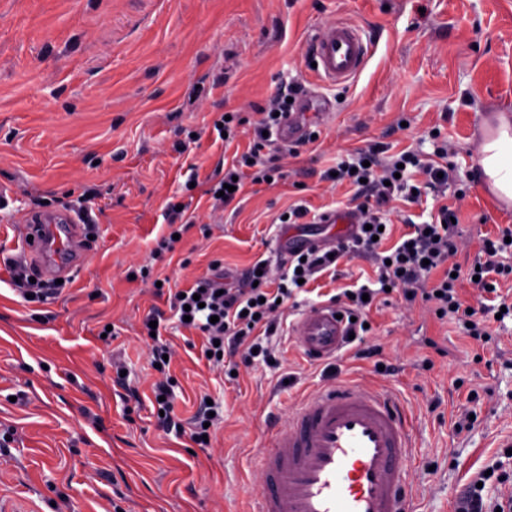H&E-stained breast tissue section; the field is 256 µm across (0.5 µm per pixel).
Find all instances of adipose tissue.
Listing matches in <instances>:
<instances>
[{"mask_svg": "<svg viewBox=\"0 0 512 512\" xmlns=\"http://www.w3.org/2000/svg\"><path fill=\"white\" fill-rule=\"evenodd\" d=\"M478 165L491 192L512 202V118L499 115L480 147Z\"/></svg>", "mask_w": 512, "mask_h": 512, "instance_id": "adipose-tissue-1", "label": "adipose tissue"}]
</instances>
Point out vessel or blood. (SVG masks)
Returning a JSON list of instances; mask_svg holds the SVG:
<instances>
[{
  "label": "vessel or blood",
  "mask_w": 512,
  "mask_h": 512,
  "mask_svg": "<svg viewBox=\"0 0 512 512\" xmlns=\"http://www.w3.org/2000/svg\"><path fill=\"white\" fill-rule=\"evenodd\" d=\"M307 45L317 75L332 86L359 74L369 52L359 28L345 21H327ZM312 110L307 104L289 113L278 140H302ZM73 222L56 213L26 218L21 243L41 259L45 274L74 270ZM294 334L306 355L327 361L347 345L349 325L336 307L319 304L301 314ZM415 438L414 424L393 394L358 381L322 387L287 422H271L253 512H414Z\"/></svg>",
  "instance_id": "vessel-or-blood-1"
}]
</instances>
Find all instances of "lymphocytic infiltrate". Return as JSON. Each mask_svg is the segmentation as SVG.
<instances>
[{"label":"lymphocytic infiltrate","instance_id":"obj_1","mask_svg":"<svg viewBox=\"0 0 512 512\" xmlns=\"http://www.w3.org/2000/svg\"><path fill=\"white\" fill-rule=\"evenodd\" d=\"M298 95V89H289L260 108L250 125L249 149L226 167L223 178L207 190L214 206L234 200L235 190L243 189L246 182L283 178L281 161L284 156L295 155L296 150L273 147L268 133L278 124L280 113L295 110ZM447 157L448 150L442 146L427 161L412 151L388 160L381 158L378 148L362 150L357 161L344 162L336 168L337 182L355 188L351 198L358 218L355 232L329 249L316 247L303 254L293 253V260L300 263L299 276H291L286 270L272 273L262 260L248 271L242 285L228 288L224 285V267L216 262L210 275L198 278L183 293L173 294L171 308L175 316L185 319L186 329L200 331L206 339L209 367L221 368L228 358L245 362L253 359V351L259 346L256 330H263L268 336L277 332L286 303L299 291L301 282L311 281L332 264L360 256L370 258L376 265V287L363 285L354 289L349 298H331L332 303L342 304L352 318L350 331L362 343L358 358L372 360L380 356L378 346L363 342L365 325L372 306L386 305L393 299L408 307L422 305L433 318L454 317L463 335L479 347L497 343V314L512 316V297L502 291L503 285L512 281V265L502 259L503 253H512L511 225L484 237L475 265L467 268L454 260L461 236L458 224L452 221L457 214L454 205L441 203L434 222L413 225L407 237L393 247H385L383 240L374 237V228L383 224L386 206L396 193L408 188V178L400 174V165L416 168L442 195L448 189ZM153 395L160 412L159 427L166 431L189 430L195 444H203L208 426L219 422L211 414V405L204 403L190 425H183L173 414L174 394L169 381L156 382ZM485 480L493 485H512V455L494 457L486 471L476 472L461 492L455 512H512V497L484 496L480 484Z\"/></svg>","mask_w":512,"mask_h":512}]
</instances>
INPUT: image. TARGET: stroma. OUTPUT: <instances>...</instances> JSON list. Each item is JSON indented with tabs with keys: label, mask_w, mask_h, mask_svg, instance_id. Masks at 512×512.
<instances>
[{
	"label": "stroma",
	"mask_w": 512,
	"mask_h": 512,
	"mask_svg": "<svg viewBox=\"0 0 512 512\" xmlns=\"http://www.w3.org/2000/svg\"><path fill=\"white\" fill-rule=\"evenodd\" d=\"M357 25L369 47L360 74L319 84L306 40L331 20ZM318 94L330 113L320 137L289 159L276 184H247L225 209H209V179L246 151L210 130L225 112L251 119L289 85ZM512 113V0H0V512H250L259 486L256 450L264 422L287 420L314 390L344 380L390 391L417 423L418 512H452L460 491L512 432V321L499 346L478 351L455 322L418 308L372 311L367 343L383 370L344 348L336 360L307 359L293 328L307 307L370 283L356 258L297 293L280 330L263 338L272 356L210 372L199 333L170 329V367L153 362L143 321L171 317L155 279L188 287L221 261L235 284L257 260L280 261L277 239L336 242L330 224L278 226L289 205L312 215L343 212L352 194L324 173L377 146L426 155L448 143L459 222L470 264L497 225H512L476 176L484 133ZM199 184L185 191L189 176ZM91 196L81 225L82 261L44 302L11 284L14 239L32 211L72 212ZM196 222L172 252L169 202ZM112 326L107 341L99 334ZM441 347L432 368L425 338ZM169 377L174 412L191 417L201 397L220 403L212 445L163 431L152 384ZM474 429L455 433L461 413Z\"/></svg>",
	"instance_id": "35a3bbf8"
}]
</instances>
